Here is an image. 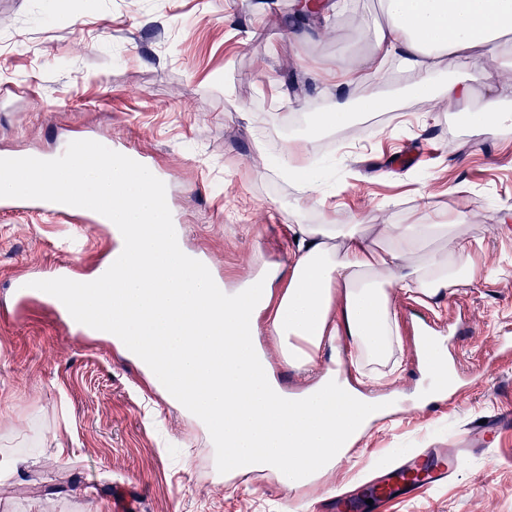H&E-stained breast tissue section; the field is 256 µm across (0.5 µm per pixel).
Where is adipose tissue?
<instances>
[{
  "mask_svg": "<svg viewBox=\"0 0 512 512\" xmlns=\"http://www.w3.org/2000/svg\"><path fill=\"white\" fill-rule=\"evenodd\" d=\"M384 8L386 24L355 79L394 65L422 93L450 55L489 93L474 122L512 121L494 98L499 73L485 63L512 64V0H384ZM33 188L111 212L114 249L91 275L102 292L85 301L112 313L98 322L100 336L146 370L183 415L220 420L211 440L225 472H268L292 488L330 475L389 408L368 391L401 366L394 357L401 341L396 292L427 305L476 273L461 230L468 214L458 209L447 224H387L373 236L355 226L292 224L286 279L215 288L159 209L166 188L153 171L79 150L64 165H39L19 177L0 172V194ZM433 237L447 247L424 252ZM339 337L357 380L329 372L298 393L281 387L273 360L309 373ZM267 341L275 358L264 351Z\"/></svg>",
  "mask_w": 512,
  "mask_h": 512,
  "instance_id": "1",
  "label": "adipose tissue"
}]
</instances>
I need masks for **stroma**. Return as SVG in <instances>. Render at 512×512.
I'll return each instance as SVG.
<instances>
[{
  "label": "stroma",
  "mask_w": 512,
  "mask_h": 512,
  "mask_svg": "<svg viewBox=\"0 0 512 512\" xmlns=\"http://www.w3.org/2000/svg\"><path fill=\"white\" fill-rule=\"evenodd\" d=\"M0 0V155L93 138L164 174L189 247L232 287L288 257L290 224H433L465 206L478 273L434 305L396 298L402 368L387 389L412 399L416 338L443 337L452 363L479 374L394 424L376 423L328 479L292 490L274 475L225 478L203 420L166 409L111 341L66 328L32 301L0 320V512H326L324 498L411 452L457 459L446 482L374 512H512V125L466 126L486 88L443 63L435 89L470 88L466 108L416 96L406 76L338 87L385 23L381 0H352L329 24H293L294 0ZM385 106L360 114L366 94ZM344 102L361 134L311 125L312 106ZM307 143L324 202H302L271 161ZM103 227L0 213V307L12 281L109 254ZM65 456H58V448Z\"/></svg>",
  "instance_id": "obj_1"
}]
</instances>
